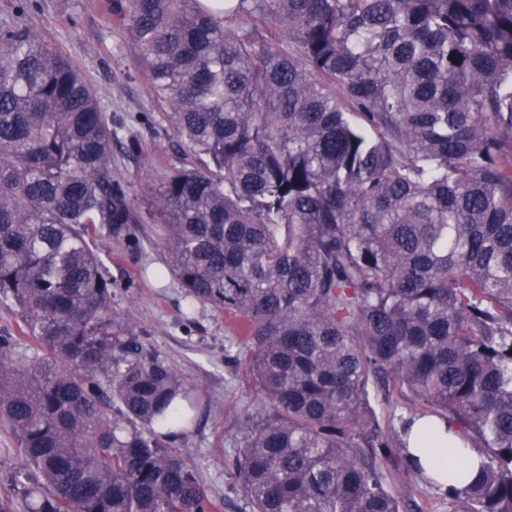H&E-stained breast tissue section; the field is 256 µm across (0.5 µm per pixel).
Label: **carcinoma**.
I'll list each match as a JSON object with an SVG mask.
<instances>
[{
    "mask_svg": "<svg viewBox=\"0 0 512 512\" xmlns=\"http://www.w3.org/2000/svg\"><path fill=\"white\" fill-rule=\"evenodd\" d=\"M120 11L186 160L154 193L166 265L248 353L252 512H401L414 416L483 457L450 512H512V0ZM114 135L69 56L0 26V512L221 509L173 448L201 404L91 245L134 238Z\"/></svg>",
    "mask_w": 512,
    "mask_h": 512,
    "instance_id": "1",
    "label": "carcinoma"
}]
</instances>
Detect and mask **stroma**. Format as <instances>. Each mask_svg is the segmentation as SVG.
<instances>
[{"label": "stroma", "mask_w": 512, "mask_h": 512, "mask_svg": "<svg viewBox=\"0 0 512 512\" xmlns=\"http://www.w3.org/2000/svg\"><path fill=\"white\" fill-rule=\"evenodd\" d=\"M18 2L0 0V25L30 27L67 53L97 91L117 131L112 176L129 198L139 242L111 244L101 234L94 238L112 278V304L200 399L214 404L177 448L221 503V512H249L233 486L230 466L239 446V419L244 411H257L259 401L243 370L224 364V346L232 337L229 316L208 304L189 305L173 275L156 277L165 263L151 192L184 158L145 76L138 46L117 11L118 0H29L21 16ZM384 478L403 512H448L447 501L426 482L393 469L385 470Z\"/></svg>", "instance_id": "stroma-1"}]
</instances>
